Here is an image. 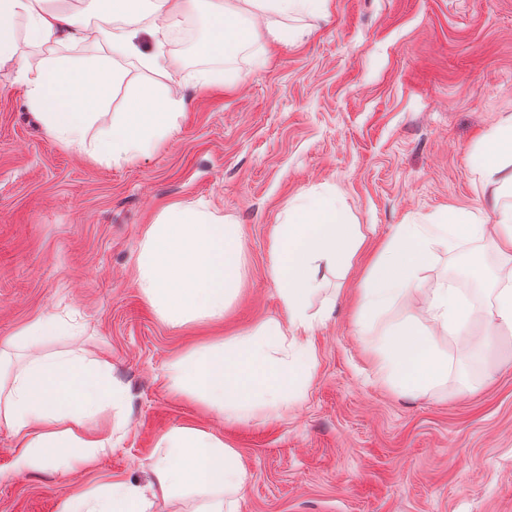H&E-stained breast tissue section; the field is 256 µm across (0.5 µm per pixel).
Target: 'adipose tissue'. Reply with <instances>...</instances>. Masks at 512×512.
Masks as SVG:
<instances>
[{"instance_id": "1", "label": "adipose tissue", "mask_w": 512, "mask_h": 512, "mask_svg": "<svg viewBox=\"0 0 512 512\" xmlns=\"http://www.w3.org/2000/svg\"><path fill=\"white\" fill-rule=\"evenodd\" d=\"M331 0H101L95 20L64 7L62 0H0V66L14 61L16 29L25 41L51 47L90 41L106 47L101 56L75 59L52 54L21 68L30 108L63 148L99 162L131 163L168 137L185 108L180 85L171 79L165 40L184 18L203 14L209 26L197 46L202 56H221L259 37L288 45L301 33L289 18L322 16ZM153 39L143 51L140 33ZM134 58L155 75L133 89L111 125L94 126L98 111L124 79L115 56ZM95 127V126H94ZM482 185L512 188V116L487 134L471 154ZM493 238L499 256L494 303L477 347L512 333V204L493 216L449 208L421 221L399 225L370 258L356 295V319L371 322L397 302L418 303L417 313L383 336L370 364L392 389L414 393L436 385L448 371L433 332L421 316L447 334L469 323L471 310L457 289L441 285L419 295L420 276L437 248ZM269 276L285 319L271 318L237 337L194 348L172 361L168 378L179 393L196 396L227 423L256 414L275 417L282 405L301 401L317 366L312 333L324 311H311L320 289L321 263L350 268L364 242L335 190L294 197L272 232ZM244 243L239 226L204 206L172 203L142 234L134 285L166 326L220 325L236 301L243 277ZM61 317L34 319L0 345V422L15 437V465L40 472L64 462L86 464L112 448L111 434H79L84 418L121 407L125 391L107 363L84 349L47 351L57 339L76 335ZM147 485L115 481L64 499L59 512H157L160 502L187 499L192 512H232L250 474L236 448L212 430L178 426L164 432L149 459Z\"/></svg>"}]
</instances>
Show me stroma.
<instances>
[{"instance_id":"stroma-1","label":"stroma","mask_w":512,"mask_h":512,"mask_svg":"<svg viewBox=\"0 0 512 512\" xmlns=\"http://www.w3.org/2000/svg\"><path fill=\"white\" fill-rule=\"evenodd\" d=\"M302 23L310 33L294 45L256 42L228 59L171 38L187 107L172 135L129 164L62 148L30 110L17 68L0 69V341L42 314L70 319L74 344L107 361L127 397L124 410L83 421L118 427L120 439L65 473H18L0 422V512H58L98 485L146 483L159 435L182 425L214 428L242 456L251 479L236 512H512V334L486 353L472 343L493 303L488 243L438 250L421 275L426 293L461 274L474 285L470 322L435 337L451 369L429 390L398 393L372 370L382 334L409 309L396 303L359 326L361 263L323 267L313 305L331 314L313 332L316 371L278 417L224 424L169 386L176 358L281 317L268 268L289 199L335 189L367 256L421 216L491 208L469 156L512 115V0H332L328 16ZM117 64L126 78L102 124L154 78L135 60ZM199 69L224 83L196 88ZM173 202L240 226L243 284L221 326L169 328L134 285L139 240Z\"/></svg>"}]
</instances>
